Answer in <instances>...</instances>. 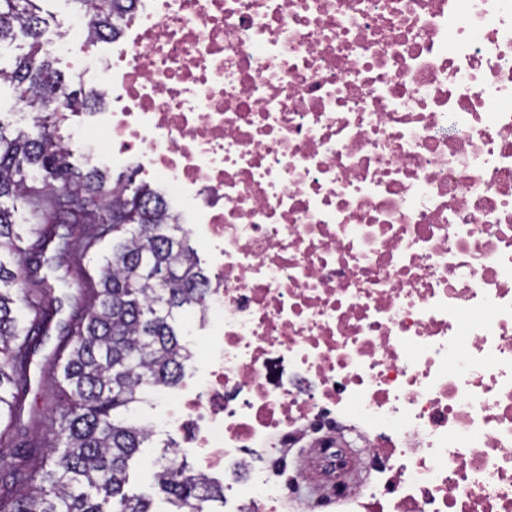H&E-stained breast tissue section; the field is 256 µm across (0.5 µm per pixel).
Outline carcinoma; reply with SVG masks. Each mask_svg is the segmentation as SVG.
Wrapping results in <instances>:
<instances>
[{
	"instance_id": "cac0c4a2",
	"label": "carcinoma",
	"mask_w": 512,
	"mask_h": 512,
	"mask_svg": "<svg viewBox=\"0 0 512 512\" xmlns=\"http://www.w3.org/2000/svg\"><path fill=\"white\" fill-rule=\"evenodd\" d=\"M39 2L0 0V43L22 34L31 46L0 80L36 95L33 124L45 130L101 95L91 87L77 98L59 80L41 50ZM72 2L116 39L136 0ZM68 157L56 138L10 133L0 120V200L11 201L0 203V512H155L151 498L125 491L130 461L153 436L137 410L150 392L176 386L192 360L171 321L202 308L209 284L163 193L75 169ZM72 280L83 305L58 320L77 298L55 283ZM53 328L66 402L32 414L44 433L28 440L18 427L23 386ZM173 448L152 461L169 512H212L224 485L174 469Z\"/></svg>"
}]
</instances>
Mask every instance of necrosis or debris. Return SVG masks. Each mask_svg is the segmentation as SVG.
<instances>
[{"label":"necrosis or debris","instance_id":"necrosis-or-debris-1","mask_svg":"<svg viewBox=\"0 0 512 512\" xmlns=\"http://www.w3.org/2000/svg\"><path fill=\"white\" fill-rule=\"evenodd\" d=\"M119 50L44 45L112 163L193 217L201 389L170 427L224 512H297L280 460L354 436L327 512H512V0H137Z\"/></svg>","mask_w":512,"mask_h":512}]
</instances>
